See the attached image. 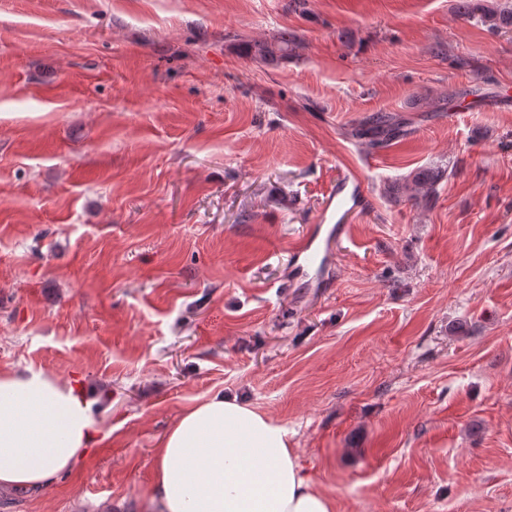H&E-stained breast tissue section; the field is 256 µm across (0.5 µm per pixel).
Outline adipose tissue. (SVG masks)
Here are the masks:
<instances>
[{
    "mask_svg": "<svg viewBox=\"0 0 512 512\" xmlns=\"http://www.w3.org/2000/svg\"><path fill=\"white\" fill-rule=\"evenodd\" d=\"M84 389L42 372L0 373V489H39L99 439ZM149 512H335L307 476L288 431L237 398L214 395L168 432Z\"/></svg>",
    "mask_w": 512,
    "mask_h": 512,
    "instance_id": "obj_1",
    "label": "adipose tissue"
}]
</instances>
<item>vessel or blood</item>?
Masks as SVG:
<instances>
[{"label": "vessel or blood", "instance_id": "b4317fda", "mask_svg": "<svg viewBox=\"0 0 512 512\" xmlns=\"http://www.w3.org/2000/svg\"><path fill=\"white\" fill-rule=\"evenodd\" d=\"M362 180L349 173L338 177L325 194L323 210L311 224L289 256L293 280L310 279L329 262L335 240L346 231V218L367 201Z\"/></svg>", "mask_w": 512, "mask_h": 512}]
</instances>
